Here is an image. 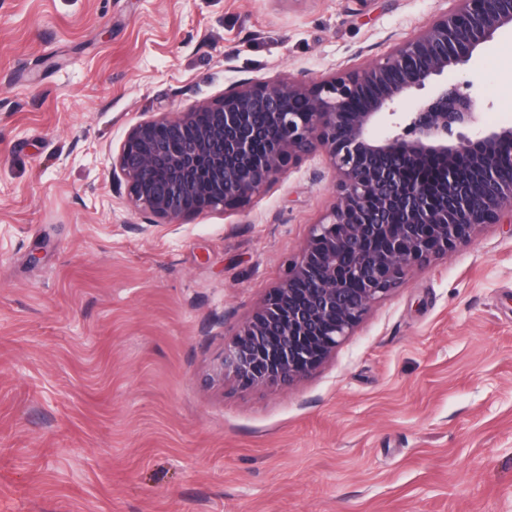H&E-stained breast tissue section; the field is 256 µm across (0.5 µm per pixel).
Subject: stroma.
<instances>
[{
    "label": "stroma",
    "instance_id": "35a3bbf8",
    "mask_svg": "<svg viewBox=\"0 0 512 512\" xmlns=\"http://www.w3.org/2000/svg\"><path fill=\"white\" fill-rule=\"evenodd\" d=\"M450 6L0 0V512H512V226L414 269L293 386L213 387L332 168L173 225L112 186L137 122L382 61ZM444 79L512 125V33Z\"/></svg>",
    "mask_w": 512,
    "mask_h": 512
}]
</instances>
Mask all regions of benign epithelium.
<instances>
[{
	"instance_id": "obj_1",
	"label": "benign epithelium",
	"mask_w": 512,
	"mask_h": 512,
	"mask_svg": "<svg viewBox=\"0 0 512 512\" xmlns=\"http://www.w3.org/2000/svg\"><path fill=\"white\" fill-rule=\"evenodd\" d=\"M457 6L377 64L318 85L242 82L212 100L133 125L112 159L148 219L177 224L260 191L302 156L327 153L336 202L314 225L282 282L238 329L210 381L285 386L322 364L372 305L410 271L471 241L512 213V127L474 130L475 101L441 85L398 111L434 76L512 30V0ZM460 129L456 141L448 132ZM438 167V194L410 173Z\"/></svg>"
}]
</instances>
